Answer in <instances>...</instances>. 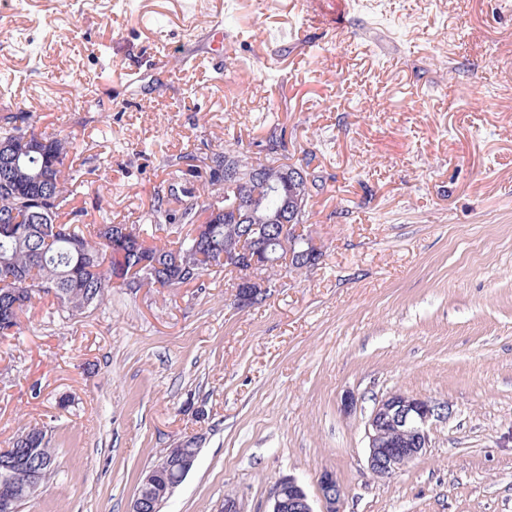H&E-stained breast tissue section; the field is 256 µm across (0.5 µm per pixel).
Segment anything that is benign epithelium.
<instances>
[{"mask_svg":"<svg viewBox=\"0 0 512 512\" xmlns=\"http://www.w3.org/2000/svg\"><path fill=\"white\" fill-rule=\"evenodd\" d=\"M302 171L294 166L285 170L274 190L284 195L283 211L277 218L280 234L249 239L224 253V266L241 272L235 288L234 303L247 307L267 296V273L271 266L287 262L293 265L321 255V249L310 237L301 234L297 224L305 201L300 193ZM450 408L443 402L394 392L379 401L366 423L367 466L378 478H388L413 462L430 447L429 427L435 421L448 419ZM202 438L197 434L182 448L169 450L177 459L182 475L194 467L196 454L191 445ZM143 484L151 496L137 495L129 512H159V497L170 495L177 485L168 488L156 486L154 473L144 478ZM321 512H343L344 491L333 474L325 472L319 481ZM271 512H315L312 501L302 484L292 476L280 478L272 492Z\"/></svg>","mask_w":512,"mask_h":512,"instance_id":"obj_1","label":"benign epithelium"}]
</instances>
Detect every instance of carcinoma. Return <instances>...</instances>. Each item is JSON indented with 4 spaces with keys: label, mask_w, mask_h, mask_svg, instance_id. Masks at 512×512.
Listing matches in <instances>:
<instances>
[{
    "label": "carcinoma",
    "mask_w": 512,
    "mask_h": 512,
    "mask_svg": "<svg viewBox=\"0 0 512 512\" xmlns=\"http://www.w3.org/2000/svg\"><path fill=\"white\" fill-rule=\"evenodd\" d=\"M0 139L9 140L16 149L19 164H0V336H12L20 326V316L32 307L35 299L53 296L58 309L70 316L92 305L103 303L114 288L112 278L121 279L126 287L132 269L142 279L135 287L151 285L169 288L180 279L181 266L192 265L204 272L224 267V250L234 246L244 233V225L235 223L234 213L219 214L211 224L199 223L211 204L197 195L169 194L178 203L175 210H150L155 223L188 224L190 232L183 238L164 244L150 243L126 224L127 234L112 238V225L94 227L85 232L84 224H61L57 219L68 204L77 181L68 164L73 142L67 137H47L16 125L11 120L0 126ZM285 151L283 136L268 139L265 155L254 163L241 159L236 149H227L209 157L211 184H224L219 194L222 204L235 202L242 189L226 182L224 167L241 164L250 169L252 178L247 196L261 202L260 218L274 217L281 202L269 191L268 183L280 178L278 153ZM26 459L42 467L49 479L57 467L55 449L48 446L43 431L34 426L0 450V502L4 486L19 494L26 488L27 471L10 470L3 463Z\"/></svg>",
    "instance_id": "carcinoma-1"
}]
</instances>
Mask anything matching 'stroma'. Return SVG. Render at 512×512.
<instances>
[{"label":"stroma","instance_id":"obj_1","mask_svg":"<svg viewBox=\"0 0 512 512\" xmlns=\"http://www.w3.org/2000/svg\"><path fill=\"white\" fill-rule=\"evenodd\" d=\"M306 8L0 0V122L73 139L82 223L143 225L169 185L201 191L203 157L256 160L281 127L319 183L318 263L258 304L213 267L71 318L45 297L0 337V449L37 426L58 454L24 512H128L196 433L163 512H270L279 478L314 499L327 471L344 512H512V0H343L341 41ZM219 21L224 69L183 62ZM393 392L451 415L380 479L365 427ZM199 439L202 441V436L200 434H195V436H193L192 439L187 440L184 443V445H181V447L186 448H170V450L169 448L166 449L159 462H161L166 457L167 452L169 450L171 456L177 459L179 463L178 465L181 467L182 475L185 478L194 467V464L196 462L195 460L197 459V455L189 447H192L191 445H193L195 442H198Z\"/></svg>","mask_w":512,"mask_h":512}]
</instances>
